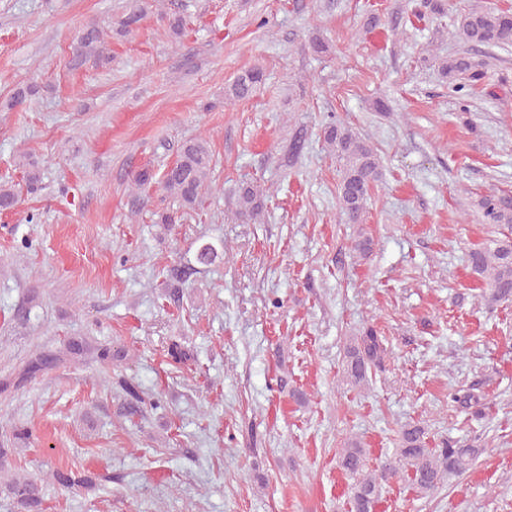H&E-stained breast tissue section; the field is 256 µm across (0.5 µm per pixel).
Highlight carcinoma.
I'll list each match as a JSON object with an SVG mask.
<instances>
[{"instance_id":"cac0c4a2","label":"carcinoma","mask_w":512,"mask_h":512,"mask_svg":"<svg viewBox=\"0 0 512 512\" xmlns=\"http://www.w3.org/2000/svg\"><path fill=\"white\" fill-rule=\"evenodd\" d=\"M146 16L142 0H129L121 20V29L131 33L138 29ZM448 34L460 38L473 47H503L512 45V9L489 7L471 10L456 18L448 27ZM101 33L93 25L85 26L77 37V57L97 53ZM438 70L455 91L474 86L486 76V62L477 54L464 51L448 58H434ZM262 68L253 67L240 74L228 87L226 95L233 99L250 97L263 81ZM38 93L34 84L18 87L13 93L10 106L25 105ZM323 140L336 155L340 164L339 208L351 224L363 223L367 201L374 184L381 177L377 149L366 138L359 136L346 125L328 122L322 129ZM306 141V128L295 127L288 144V161H294L302 152ZM23 169L27 193L34 195L42 188L43 172L38 160L26 156L19 162ZM213 154L209 142L201 137L183 143L176 161L165 171L161 180L164 192L173 197L185 212L201 203L203 194L211 188ZM238 208L236 217L254 221L263 211V191L250 183H240L235 188ZM20 201L19 192L9 181H0V211H14ZM483 223L512 228V191L493 190L477 200ZM224 258V243L205 242L197 248L195 260L201 265H211ZM469 264L472 273L487 280V288L479 294L488 306L512 301V237L507 235L488 240L470 251ZM195 273L189 265H174L168 271L174 285L185 283ZM387 348L376 329L366 327L350 339L344 349L346 379L355 386L368 381L372 369L383 364ZM59 357L37 352L25 364L18 383H23L40 373L52 369ZM451 400L465 411L479 416L485 409L481 396L469 388L449 393ZM473 445H461L448 440L439 448L429 446L425 430L408 425L400 433L399 446L392 456L376 468H369V452L355 440L341 450L340 466L352 477L347 505L349 512H377L382 500V483L399 478L419 494L438 491L450 475L461 474L480 454ZM9 449L0 448V490L7 493L21 512H39L42 503V487L36 480L11 478L3 481ZM53 479L67 489L89 488L91 481L74 472H53Z\"/></svg>"}]
</instances>
